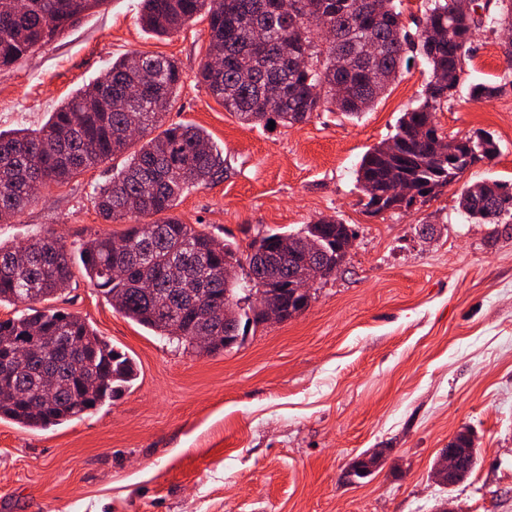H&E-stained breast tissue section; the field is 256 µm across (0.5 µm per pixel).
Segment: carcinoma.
<instances>
[{
	"label": "carcinoma",
	"mask_w": 512,
	"mask_h": 512,
	"mask_svg": "<svg viewBox=\"0 0 512 512\" xmlns=\"http://www.w3.org/2000/svg\"><path fill=\"white\" fill-rule=\"evenodd\" d=\"M0 0V68L9 67L55 41L102 0ZM139 20L157 35L171 36L203 15L208 50L222 64L205 62L198 78L224 109L247 125H293L321 110L357 116L370 110L411 51L429 65L431 79L416 105L403 112L395 134L364 154L356 182L369 214L411 207L458 181L477 157H494L499 144L489 133L447 138L435 112L453 100L464 82L462 63L475 34L512 30V0H481V13L459 0H423L422 26L410 35L402 0H140ZM181 83L177 63L136 52L112 62L106 74L81 87L41 126L0 132V224H10L33 201L32 187L66 184L115 157L122 168L94 193V207L118 235H94L80 244L79 258L52 235L20 245L0 241V305L21 303L18 317L0 321V420L45 430L81 417L96 404L122 396L137 379L132 358L82 318L37 304L70 288L75 261L112 308L157 336L199 354L197 336L224 339L225 328L245 335L258 325L249 304L257 283L274 288L299 274L308 260L325 272L345 261L347 226L322 216L297 231L268 232L243 254L232 241H217L184 223L174 209L191 187L224 175V159L204 129L171 124L161 133ZM500 85H469V99L495 97ZM398 182L415 190L394 193ZM459 208L478 224L512 220V187L496 180L464 188ZM153 217L140 234L141 219ZM288 242V251L278 249ZM248 266L240 281L226 268ZM34 342L36 354L18 355L11 341Z\"/></svg>",
	"instance_id": "1"
}]
</instances>
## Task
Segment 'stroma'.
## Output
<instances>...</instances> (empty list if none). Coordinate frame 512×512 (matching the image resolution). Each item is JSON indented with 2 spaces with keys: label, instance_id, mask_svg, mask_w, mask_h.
Instances as JSON below:
<instances>
[{
  "label": "stroma",
  "instance_id": "obj_1",
  "mask_svg": "<svg viewBox=\"0 0 512 512\" xmlns=\"http://www.w3.org/2000/svg\"><path fill=\"white\" fill-rule=\"evenodd\" d=\"M139 0H105L59 39L0 69V131L43 124L113 60L170 57L183 84L170 123L195 124L224 158L222 179L185 191L184 223L240 247L272 230L336 215L355 232L346 263L318 283L308 310L249 328L217 356L177 348L115 312L83 275L54 302L139 368L132 388L81 418L32 431L0 421V512H512V223L473 224L463 186L512 185V85L500 33L477 35L469 81L501 84L473 103L467 88L435 114L445 135H493L500 153L410 208L368 215L354 170L394 134L429 68L409 58L369 111L318 112L292 126L250 127L197 81L206 18L157 37ZM115 158L65 185L47 184L14 223L11 245L50 232L68 249L121 232L92 202ZM470 432L478 461L462 482L432 477L442 449ZM381 455L359 485L344 473Z\"/></svg>",
  "mask_w": 512,
  "mask_h": 512
}]
</instances>
